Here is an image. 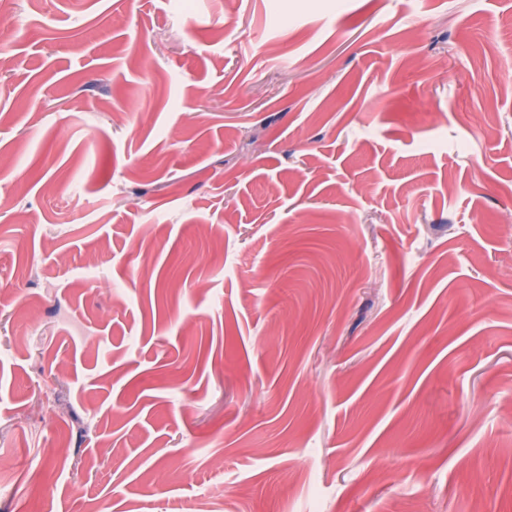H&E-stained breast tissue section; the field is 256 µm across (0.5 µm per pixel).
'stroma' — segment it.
Returning <instances> with one entry per match:
<instances>
[{"mask_svg":"<svg viewBox=\"0 0 512 512\" xmlns=\"http://www.w3.org/2000/svg\"><path fill=\"white\" fill-rule=\"evenodd\" d=\"M508 67L512 0H0V512H512Z\"/></svg>","mask_w":512,"mask_h":512,"instance_id":"stroma-1","label":"stroma"}]
</instances>
